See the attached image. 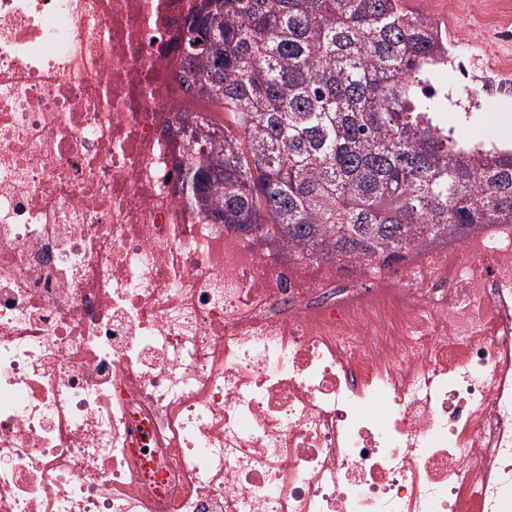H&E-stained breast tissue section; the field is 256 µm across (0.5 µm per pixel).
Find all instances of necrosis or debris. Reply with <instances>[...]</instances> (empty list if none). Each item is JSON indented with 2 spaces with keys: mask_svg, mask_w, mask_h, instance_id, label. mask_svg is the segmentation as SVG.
Returning <instances> with one entry per match:
<instances>
[{
  "mask_svg": "<svg viewBox=\"0 0 512 512\" xmlns=\"http://www.w3.org/2000/svg\"><path fill=\"white\" fill-rule=\"evenodd\" d=\"M189 4L0 0V512H512V224L328 262L209 223Z\"/></svg>",
  "mask_w": 512,
  "mask_h": 512,
  "instance_id": "1",
  "label": "necrosis or debris"
}]
</instances>
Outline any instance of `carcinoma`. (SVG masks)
<instances>
[{
	"mask_svg": "<svg viewBox=\"0 0 512 512\" xmlns=\"http://www.w3.org/2000/svg\"><path fill=\"white\" fill-rule=\"evenodd\" d=\"M182 196L304 259L386 258L512 224V149L469 145L425 88L448 38L406 0H194Z\"/></svg>",
	"mask_w": 512,
	"mask_h": 512,
	"instance_id": "carcinoma-1",
	"label": "carcinoma"
}]
</instances>
